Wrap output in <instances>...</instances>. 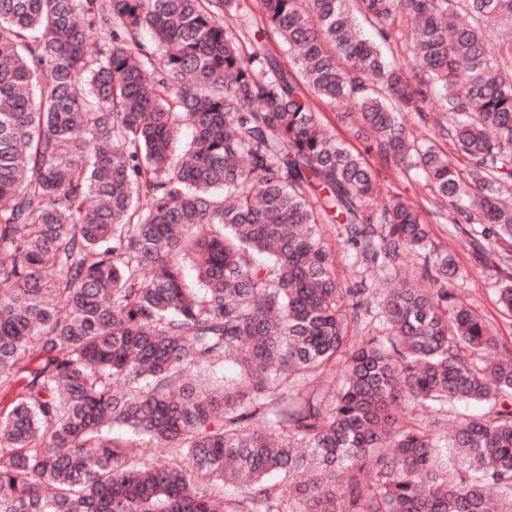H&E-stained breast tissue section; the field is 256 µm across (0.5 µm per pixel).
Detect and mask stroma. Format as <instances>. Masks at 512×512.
<instances>
[{"mask_svg":"<svg viewBox=\"0 0 512 512\" xmlns=\"http://www.w3.org/2000/svg\"><path fill=\"white\" fill-rule=\"evenodd\" d=\"M321 118L332 135L352 149L366 152L373 168L381 170L384 179L381 193L374 200L375 205H384L390 196L397 195L415 207L429 211L428 222L433 240L455 256L460 268L459 277L450 284L451 289L459 299L477 309L492 324L501 343L512 347V315L503 312L496 302L501 275L493 266L475 261L470 245V225L453 224L433 216L434 200L422 180L387 166L380 155L370 151L368 141L356 137L354 131L340 120L337 111L327 106L322 107Z\"/></svg>","mask_w":512,"mask_h":512,"instance_id":"1","label":"stroma"}]
</instances>
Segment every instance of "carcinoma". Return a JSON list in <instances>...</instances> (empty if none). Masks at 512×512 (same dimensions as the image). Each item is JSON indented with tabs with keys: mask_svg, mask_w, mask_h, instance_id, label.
Wrapping results in <instances>:
<instances>
[{
	"mask_svg": "<svg viewBox=\"0 0 512 512\" xmlns=\"http://www.w3.org/2000/svg\"><path fill=\"white\" fill-rule=\"evenodd\" d=\"M259 3L0 0V512H512V350L317 106L353 103L358 136L512 251V37L482 30L512 0ZM435 96L450 155L403 123ZM331 224L371 273L352 287ZM226 361L231 383L200 378ZM316 373L329 404L285 399ZM460 401L487 411L446 446L405 411Z\"/></svg>",
	"mask_w": 512,
	"mask_h": 512,
	"instance_id": "carcinoma-1",
	"label": "carcinoma"
}]
</instances>
